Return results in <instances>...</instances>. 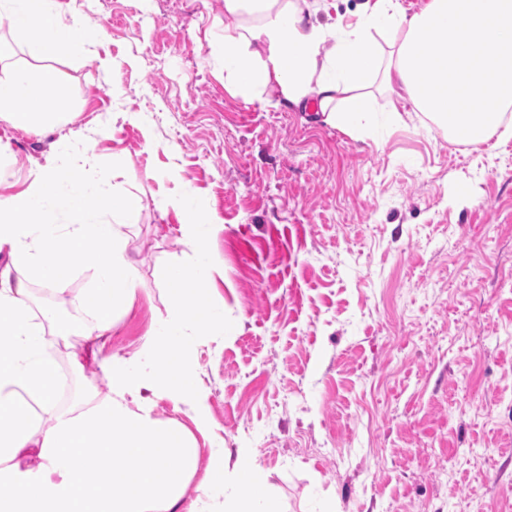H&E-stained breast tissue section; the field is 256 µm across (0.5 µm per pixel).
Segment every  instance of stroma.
I'll return each mask as SVG.
<instances>
[{"label": "stroma", "instance_id": "stroma-1", "mask_svg": "<svg viewBox=\"0 0 512 512\" xmlns=\"http://www.w3.org/2000/svg\"><path fill=\"white\" fill-rule=\"evenodd\" d=\"M59 2L98 46L64 66L61 125L0 119V194L79 129L80 176L124 165L133 206L112 223L139 284L105 355L141 350L167 314L165 268L189 260L161 199L193 193L215 224L206 297L225 323L192 339L197 396L153 416L185 424L202 400L200 448L252 449L282 512H512V138L471 146L413 112L355 139L248 100L196 38L223 35L224 0ZM92 263L33 284L36 306L71 315ZM82 349L52 354L73 395L109 393L98 362L72 371Z\"/></svg>", "mask_w": 512, "mask_h": 512}]
</instances>
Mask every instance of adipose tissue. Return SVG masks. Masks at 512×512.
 I'll return each instance as SVG.
<instances>
[{
    "instance_id": "1",
    "label": "adipose tissue",
    "mask_w": 512,
    "mask_h": 512,
    "mask_svg": "<svg viewBox=\"0 0 512 512\" xmlns=\"http://www.w3.org/2000/svg\"><path fill=\"white\" fill-rule=\"evenodd\" d=\"M367 2L355 22L323 25L318 0H224L229 24L211 49L225 87L288 110L317 104L326 123L358 137L373 124L366 87L378 75L391 121L419 112L452 137L486 142L512 106V0H426L410 16L399 0ZM2 25L28 60L0 66V118L55 128L63 118L56 94L68 76L43 63L83 58L96 33L81 14L63 19L57 0H0ZM72 143L59 138L27 189L0 196V512H207L217 491L224 512H280L270 475L249 449L201 452V409L187 426L151 415L160 396L177 402L196 390L183 358L190 332L224 322L223 303L203 299L216 271L212 226L192 194L168 200L183 216L192 255L166 272L174 289L166 317L142 353L102 362L112 375L109 399L90 388L78 405L59 408L49 348L75 336L98 356L138 285L124 239L104 220L133 204L118 183L123 170L69 177ZM86 249L95 261L81 322L36 309L33 284L58 286L67 261ZM192 483L198 496L188 503Z\"/></svg>"
}]
</instances>
